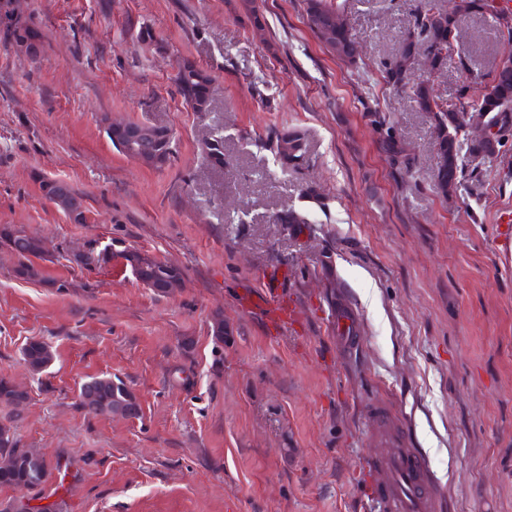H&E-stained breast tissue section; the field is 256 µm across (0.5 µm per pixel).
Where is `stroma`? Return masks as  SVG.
<instances>
[{
    "instance_id": "35a3bbf8",
    "label": "stroma",
    "mask_w": 512,
    "mask_h": 512,
    "mask_svg": "<svg viewBox=\"0 0 512 512\" xmlns=\"http://www.w3.org/2000/svg\"><path fill=\"white\" fill-rule=\"evenodd\" d=\"M39 28L38 61L0 36V224L42 237L44 282L14 277L0 251V375L25 384L0 423L59 464L33 505L66 512H383L360 461L381 453L369 409L407 423L447 497L446 512H512V254L494 245L512 210V130L455 192L436 180L434 137L411 87L469 102L512 65V40L485 12L462 16L441 71L407 88L383 78L419 0H337L360 51L339 60L307 25L304 0H10ZM152 44L137 42L140 26ZM213 79L214 109L176 92L183 61ZM389 115L414 163L392 167ZM169 127L173 155L152 168L113 148L105 118ZM224 130V165L204 140ZM301 131L303 165L282 171L270 134ZM81 192L91 219L69 223L38 177ZM287 207L312 231L279 224ZM97 238L179 266L160 295L121 258L79 268L68 252ZM275 288L299 319L280 334L243 294ZM358 324L338 348L334 299ZM229 333L215 347L210 321ZM51 344L28 370L23 346ZM191 348H184V341ZM123 381L139 418L89 416L79 389ZM51 346L42 340H32L22 349V360L33 373H41L53 361Z\"/></svg>"
}]
</instances>
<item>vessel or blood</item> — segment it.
Wrapping results in <instances>:
<instances>
[{
  "mask_svg": "<svg viewBox=\"0 0 512 512\" xmlns=\"http://www.w3.org/2000/svg\"><path fill=\"white\" fill-rule=\"evenodd\" d=\"M266 310L268 321L282 329L294 314L279 295L269 300ZM373 419L384 451L361 463L370 497L385 512H437L441 495L429 482L424 458L411 448L408 436L393 423L390 413L375 409Z\"/></svg>",
  "mask_w": 512,
  "mask_h": 512,
  "instance_id": "b4317fda",
  "label": "vessel or blood"
}]
</instances>
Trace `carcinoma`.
Wrapping results in <instances>:
<instances>
[{"label": "carcinoma", "instance_id": "obj_1", "mask_svg": "<svg viewBox=\"0 0 512 512\" xmlns=\"http://www.w3.org/2000/svg\"><path fill=\"white\" fill-rule=\"evenodd\" d=\"M309 26L317 35L325 36V44L342 60L353 59V39L349 30L338 16V5L334 0H304ZM457 16L450 15L428 3L414 15L411 28L402 40V46L392 60L385 64L386 78L394 85L406 86L408 73L416 64L419 52L426 53L431 60V68L440 70L447 64L448 53L454 50L452 35L457 26ZM43 42V37L34 27L20 22L6 26L7 42L20 35ZM176 92L183 103L194 112H210L213 108V87L211 76L190 61L180 67L175 79ZM495 96H483L471 104L474 112L485 114L493 125L505 127L512 115V68L502 69L496 76L493 86ZM412 101L419 112L428 114L435 129V147L438 158L437 178L443 192L455 190L465 178L463 157L460 156L459 135L466 109L436 98L426 81H421L412 89ZM270 151L283 169L298 166L304 158V147L299 132L284 128L277 130L269 139ZM500 146L498 139H474L467 142L466 153L470 161H483L495 155ZM205 148L212 166H224V132L214 130ZM384 150L397 166L406 170L410 162L402 155V149L392 135H387ZM11 252L16 257L14 276L22 280H32L40 276L34 267L33 258L39 257L41 238L37 235L8 237ZM134 278L144 286L164 293L168 278L175 274L183 276L178 266L161 262L154 267L139 270L132 267V258L122 255ZM51 346L42 340H32L22 349V360L34 373L45 370L53 361ZM135 394L121 381L110 377H95L81 386L80 402L88 414H112L119 408L133 406ZM27 402V397L18 392L12 381L0 377V403L19 407ZM9 460V465L0 464V486L20 491H33L47 484L53 478L54 468L46 462L43 454L27 448L16 435L11 425L0 424V461ZM66 504L56 503L50 507L36 509L28 503L17 500L6 504L0 512H64Z\"/></svg>", "mask_w": 512, "mask_h": 512}]
</instances>
